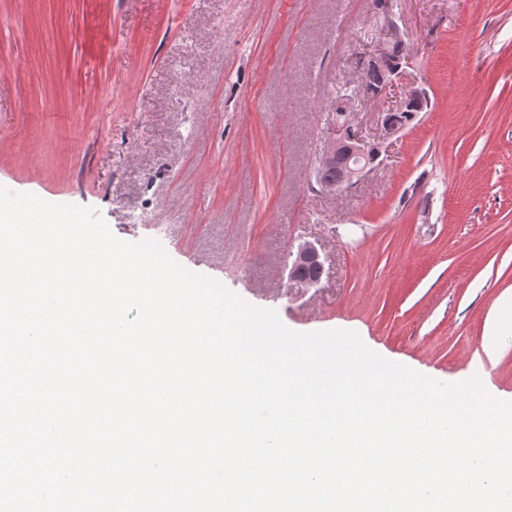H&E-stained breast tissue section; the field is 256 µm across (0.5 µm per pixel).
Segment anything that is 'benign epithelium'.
Here are the masks:
<instances>
[{"instance_id":"1","label":"benign epithelium","mask_w":512,"mask_h":512,"mask_svg":"<svg viewBox=\"0 0 512 512\" xmlns=\"http://www.w3.org/2000/svg\"><path fill=\"white\" fill-rule=\"evenodd\" d=\"M381 30L376 38L375 50L365 55V59L372 65L383 71L381 87L374 91L365 83L352 81L348 83L347 96L339 111L327 113V136L324 149L318 158L313 171V178L318 180L321 190L328 193L343 191L354 185L375 169L376 164L369 160L367 149L375 148L377 155H382V142L388 140L400 132V129L391 125L386 110L377 113V120L382 130V140L369 141L362 137L356 121V107L363 99H375L387 89L391 88L400 78L402 67L387 69L384 66L387 55L392 45L403 41L404 33L400 29L395 18L380 14ZM337 167L341 171V177L334 182L320 179V171ZM325 265V253L323 248L304 242L297 246L296 250L288 252V262L285 264L288 281L302 288L314 287L320 282V278H302L297 270L301 267L311 266L316 268L319 275L323 274Z\"/></svg>"}]
</instances>
